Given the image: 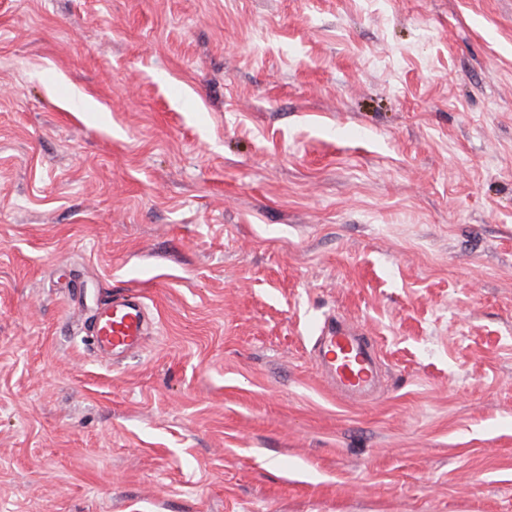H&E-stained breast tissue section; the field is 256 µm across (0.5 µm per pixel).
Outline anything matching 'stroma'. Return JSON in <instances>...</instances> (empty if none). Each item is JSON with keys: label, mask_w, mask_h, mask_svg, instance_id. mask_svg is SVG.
<instances>
[{"label": "stroma", "mask_w": 512, "mask_h": 512, "mask_svg": "<svg viewBox=\"0 0 512 512\" xmlns=\"http://www.w3.org/2000/svg\"><path fill=\"white\" fill-rule=\"evenodd\" d=\"M0 512H512V0H0ZM147 320L142 296L128 292L98 309L92 320L93 344L112 355L143 346ZM357 336L333 324L317 341L322 374L341 394L350 398L363 396L374 385L378 374L372 352Z\"/></svg>", "instance_id": "35a3bbf8"}]
</instances>
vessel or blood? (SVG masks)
<instances>
[{"instance_id":"1","label":"vessel or blood","mask_w":512,"mask_h":512,"mask_svg":"<svg viewBox=\"0 0 512 512\" xmlns=\"http://www.w3.org/2000/svg\"><path fill=\"white\" fill-rule=\"evenodd\" d=\"M147 320L141 295L129 292L98 309L92 320L93 344L110 354L142 348ZM317 358L323 375L350 398L363 396L375 383L378 370L372 352L356 333L332 325L318 338Z\"/></svg>"}]
</instances>
